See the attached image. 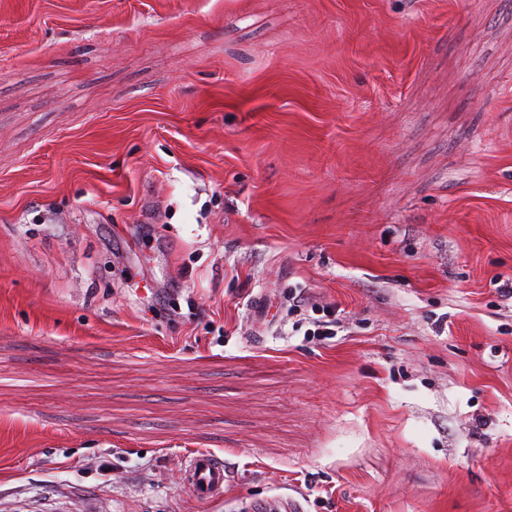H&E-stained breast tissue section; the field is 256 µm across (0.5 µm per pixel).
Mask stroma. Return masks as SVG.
<instances>
[{
	"instance_id": "35a3bbf8",
	"label": "stroma",
	"mask_w": 512,
	"mask_h": 512,
	"mask_svg": "<svg viewBox=\"0 0 512 512\" xmlns=\"http://www.w3.org/2000/svg\"><path fill=\"white\" fill-rule=\"evenodd\" d=\"M509 282L512 0H0V512H512ZM182 475L184 486L201 499L224 493V460L215 453L197 452L184 459ZM250 511L253 512H303L298 501L293 499L270 498L261 502L253 503Z\"/></svg>"
}]
</instances>
